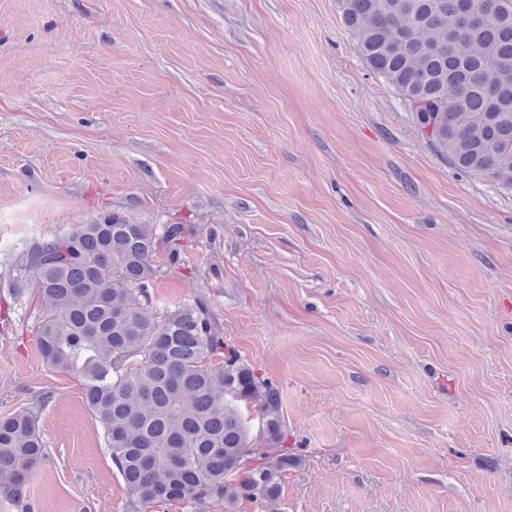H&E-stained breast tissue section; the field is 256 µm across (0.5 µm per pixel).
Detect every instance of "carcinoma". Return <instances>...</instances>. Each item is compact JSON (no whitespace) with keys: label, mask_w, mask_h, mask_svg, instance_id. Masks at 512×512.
<instances>
[{"label":"carcinoma","mask_w":512,"mask_h":512,"mask_svg":"<svg viewBox=\"0 0 512 512\" xmlns=\"http://www.w3.org/2000/svg\"><path fill=\"white\" fill-rule=\"evenodd\" d=\"M361 58L397 91L457 170L512 189V0H341ZM185 224L121 209L27 241L9 296L49 301L35 335L44 362L77 381L136 512L171 503L275 501L300 457L284 448L280 395L224 341L206 300L160 309L164 251L180 261ZM48 396L0 413V493L21 499L47 452ZM256 409L253 438L242 408Z\"/></svg>","instance_id":"cac0c4a2"}]
</instances>
